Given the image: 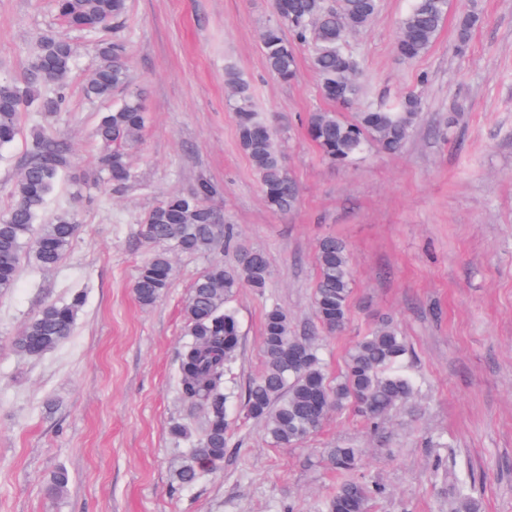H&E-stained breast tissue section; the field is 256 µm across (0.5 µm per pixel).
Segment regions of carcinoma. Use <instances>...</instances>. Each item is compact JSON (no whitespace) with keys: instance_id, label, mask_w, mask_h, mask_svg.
I'll return each instance as SVG.
<instances>
[{"instance_id":"1","label":"carcinoma","mask_w":512,"mask_h":512,"mask_svg":"<svg viewBox=\"0 0 512 512\" xmlns=\"http://www.w3.org/2000/svg\"><path fill=\"white\" fill-rule=\"evenodd\" d=\"M277 21L259 33L267 70L283 82L296 76L299 46L311 50V65L321 94L330 102L336 93L348 102L360 100L359 59L348 49L350 35L366 29L378 12V0H272ZM57 18L67 27L97 35L92 46L98 64L82 86L88 100L106 101L125 92L123 101L105 113L93 136L101 145L99 176L109 186L121 188L135 178L130 151L141 141L146 109L141 93L129 90L130 76L124 41L100 36L125 19L128 0H52ZM448 0H411L398 23L396 51L404 60L425 55L436 41L447 17ZM479 21L475 13L463 17L457 29V48L464 50ZM76 46L47 32L38 37L20 80L0 81V150L22 133V114L35 112L41 119L63 108ZM232 93L242 149L259 177L267 206L277 212L293 210L299 200L296 184L285 173L273 128L254 106L244 79L234 70L225 72ZM422 112L415 92L366 104L347 119L339 112H311L306 131L322 155L332 163L356 159L369 145L386 153L398 152L409 138ZM31 149L12 190L13 201L0 214V292L17 280L22 254L40 270L55 268L71 247L79 223L70 210L46 214L50 195L71 169L68 149L37 123L30 129ZM210 192L200 183L186 194L168 196L141 218L143 235L160 246L140 267L134 293L144 306L155 303L169 288L173 266L170 255L209 254L218 244L234 241L233 227L224 224L207 205ZM231 265L211 263L192 284L184 308L189 340L179 365L180 393L190 412L201 411L204 423L195 430L176 423L171 434L189 444V452L176 470L182 485H192L206 466L216 468L228 446L229 384L235 380L242 336L236 311L229 300L240 288L266 287L270 266L258 250L238 247ZM318 270L314 289V314L330 335L348 325L353 272L346 245L333 236L322 238L315 253ZM83 296L50 302L30 317L13 337L15 351L28 358L43 357L70 337ZM302 348L303 361L293 362L288 352ZM263 368L249 380L244 392L247 414L264 423L273 446L293 447L317 433L334 410L352 406L375 427L392 411L406 405L414 392L413 379L402 370L409 352L399 329L382 322L349 348L344 371L328 379L318 346L309 336L291 334L288 313L277 306L264 315ZM336 471L348 475L324 504L323 512H369V502L381 489H372L352 477L361 454L356 448L332 449ZM70 482L60 468L44 487L51 500L62 498Z\"/></svg>"}]
</instances>
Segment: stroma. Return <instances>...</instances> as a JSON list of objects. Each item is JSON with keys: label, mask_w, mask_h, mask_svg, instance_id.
<instances>
[{"label": "stroma", "mask_w": 512, "mask_h": 512, "mask_svg": "<svg viewBox=\"0 0 512 512\" xmlns=\"http://www.w3.org/2000/svg\"><path fill=\"white\" fill-rule=\"evenodd\" d=\"M409 5L380 0L348 47L368 100L416 92L421 118L397 153L370 146L334 165L303 127L310 112L330 107L308 49L299 50L294 81L266 69L258 34L275 19L272 0H129L118 33L148 122L131 154L135 181L108 191L92 178L101 106L82 95L98 63L90 37L62 25L51 0H0L1 80L22 77L42 33L78 47L68 105L46 125L76 163L48 209H76L81 224L54 270L22 258L14 288L0 292V512H320L341 481L329 463L338 446L359 449L356 478L383 490L370 512H450L452 466L469 477L476 512H512V0H448L437 40L414 61L395 49ZM473 8L481 21L461 54L456 29ZM229 66L274 121L285 171L300 188L292 211L267 207L239 144ZM29 148L24 134L0 149V212ZM202 181L239 245L270 265L263 291L241 288L230 301L242 332L237 391L262 368L273 306L287 312L293 335L317 337L332 377L357 336L393 322L411 349L405 369L415 390L379 430L345 408L291 448L273 447L263 422L235 401L223 462L187 487L174 477L185 445L170 432L186 414L177 371L183 309L194 278L236 253L173 254L171 286L150 307L132 283L155 251L141 217ZM328 235L347 244L353 269L350 322L335 336L312 308L315 252ZM76 293L84 304L68 341L38 359L12 349L44 303ZM60 467L69 490L51 502L44 485Z\"/></svg>", "instance_id": "obj_1"}]
</instances>
